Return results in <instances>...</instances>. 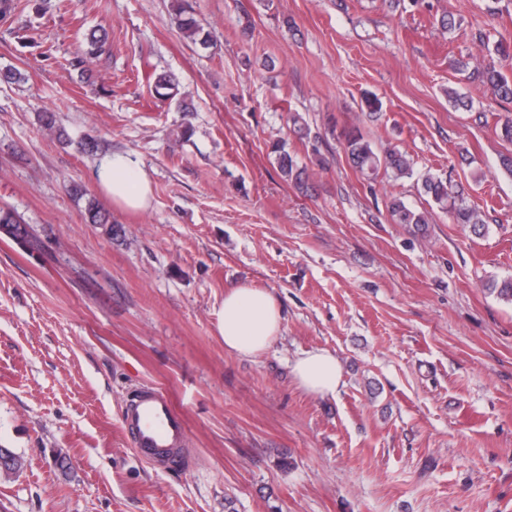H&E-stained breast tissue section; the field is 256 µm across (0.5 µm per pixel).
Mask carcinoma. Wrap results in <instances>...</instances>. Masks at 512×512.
Returning a JSON list of instances; mask_svg holds the SVG:
<instances>
[{"mask_svg": "<svg viewBox=\"0 0 512 512\" xmlns=\"http://www.w3.org/2000/svg\"><path fill=\"white\" fill-rule=\"evenodd\" d=\"M173 22L177 28L194 43L203 46L209 42L208 33L202 23L194 16L189 0H174ZM107 32L104 29L92 31L87 38L88 48L78 63H85L84 57H98L103 49ZM485 57L482 69L473 72V76L488 84L496 98L502 102H512V78L498 70L496 60L512 56V41L486 39L483 42ZM176 88L175 79L168 73H160L154 78V90L160 97H167ZM344 151L355 169L368 181L375 180L380 173L392 174L394 178L411 177L414 174L413 160L396 149L378 152L372 141L362 131L351 128L344 133ZM271 153L282 177L293 185L296 191L305 195L309 191L312 173L308 168L300 167L286 151L285 143L277 140L271 144ZM421 188L427 197L428 210H419L405 203L397 196L390 198L388 212L396 224H407L422 230L429 223L430 210L436 208L448 215L454 224H463L477 233L485 228L479 208L467 204L465 191L448 177H442L431 171L420 176Z\"/></svg>", "mask_w": 512, "mask_h": 512, "instance_id": "obj_1", "label": "carcinoma"}]
</instances>
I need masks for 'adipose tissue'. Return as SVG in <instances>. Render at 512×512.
<instances>
[{
    "instance_id": "obj_1",
    "label": "adipose tissue",
    "mask_w": 512,
    "mask_h": 512,
    "mask_svg": "<svg viewBox=\"0 0 512 512\" xmlns=\"http://www.w3.org/2000/svg\"><path fill=\"white\" fill-rule=\"evenodd\" d=\"M95 187L112 207L141 211L148 207L151 180L130 156L114 152L103 156L94 173ZM281 306L270 291L247 284L227 287L217 328L227 351L254 357L267 351L281 332ZM292 373L297 386L308 394L332 397L342 381V367L328 350L302 353Z\"/></svg>"
}]
</instances>
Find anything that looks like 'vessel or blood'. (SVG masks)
Instances as JSON below:
<instances>
[{
  "instance_id": "b4317fda",
  "label": "vessel or blood",
  "mask_w": 512,
  "mask_h": 512,
  "mask_svg": "<svg viewBox=\"0 0 512 512\" xmlns=\"http://www.w3.org/2000/svg\"><path fill=\"white\" fill-rule=\"evenodd\" d=\"M122 424L134 447L153 465L166 468L183 460L189 444L187 425L163 390L138 389L124 407Z\"/></svg>"
}]
</instances>
